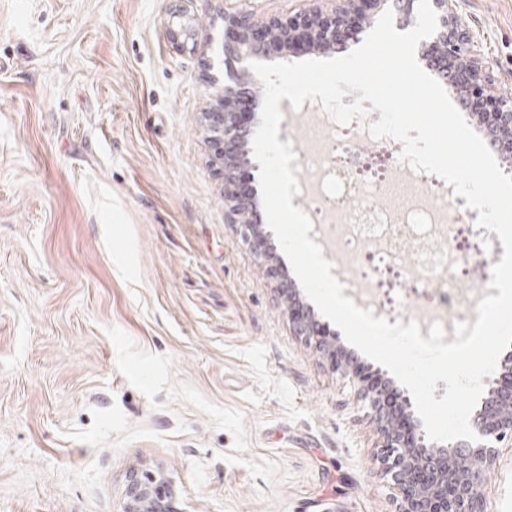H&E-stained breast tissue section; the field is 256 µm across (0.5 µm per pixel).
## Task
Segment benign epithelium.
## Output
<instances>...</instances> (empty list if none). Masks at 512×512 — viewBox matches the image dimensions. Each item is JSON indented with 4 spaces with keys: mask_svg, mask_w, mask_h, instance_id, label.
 Wrapping results in <instances>:
<instances>
[{
    "mask_svg": "<svg viewBox=\"0 0 512 512\" xmlns=\"http://www.w3.org/2000/svg\"><path fill=\"white\" fill-rule=\"evenodd\" d=\"M326 10L316 4L298 16L257 19L249 13H224V65L227 80L216 94L201 122L211 147L210 165L222 179H230L224 195V223L236 227L242 244L260 259L266 275L274 281L280 305L291 332L314 344L332 367L357 378L348 356L319 337L312 310L292 302L295 290L277 264L269 258L268 236L262 231L256 211L250 207L254 193L236 181L233 162L248 153L251 131L243 120L244 96L255 90L249 61L266 58L275 49L285 55L313 45L343 49L359 40L373 17L390 7L400 27L416 22L417 0H328ZM438 17L436 32L421 43V54L436 72L450 76L452 92L469 95L468 111L481 122L500 129L512 128V96L496 92L489 67L471 56L473 32L455 12L454 0H431ZM164 33L179 52L196 51L192 16L177 0L165 23ZM359 398L371 411L379 439L378 470L391 478L397 491L398 512H484L483 487L499 457V449L512 446V373L491 380L489 395L476 411L472 429L478 442L459 439L451 450L432 453L408 422L410 399L386 383L359 380ZM455 456L468 460L465 468L451 463ZM122 512H183L173 483L160 473L133 468L127 475Z\"/></svg>",
    "mask_w": 512,
    "mask_h": 512,
    "instance_id": "1",
    "label": "benign epithelium"
}]
</instances>
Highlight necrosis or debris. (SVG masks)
<instances>
[{
  "mask_svg": "<svg viewBox=\"0 0 512 512\" xmlns=\"http://www.w3.org/2000/svg\"><path fill=\"white\" fill-rule=\"evenodd\" d=\"M320 122L325 137L307 142L297 178L340 280L359 285L360 307L378 317L389 314L393 289L422 294L421 334L435 322L453 334L460 313H475L489 293L474 279L496 234L476 227L477 212L460 211L443 180L401 162L399 144L372 140L367 120L341 126L324 113ZM401 174L416 193L403 192Z\"/></svg>",
  "mask_w": 512,
  "mask_h": 512,
  "instance_id": "1",
  "label": "necrosis or debris"
}]
</instances>
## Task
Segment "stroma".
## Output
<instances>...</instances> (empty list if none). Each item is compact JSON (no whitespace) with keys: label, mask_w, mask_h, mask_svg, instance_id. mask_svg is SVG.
Returning a JSON list of instances; mask_svg holds the SVG:
<instances>
[{"label":"stroma","mask_w":512,"mask_h":512,"mask_svg":"<svg viewBox=\"0 0 512 512\" xmlns=\"http://www.w3.org/2000/svg\"><path fill=\"white\" fill-rule=\"evenodd\" d=\"M0 0V512H121L130 469L187 512H397L352 381L292 334L224 221L201 114L225 12L311 0ZM512 95V0H456ZM512 512V447L483 489ZM165 23L164 33L172 48L179 52H195L197 41L192 28V16L187 8L177 0Z\"/></svg>","instance_id":"obj_1"}]
</instances>
